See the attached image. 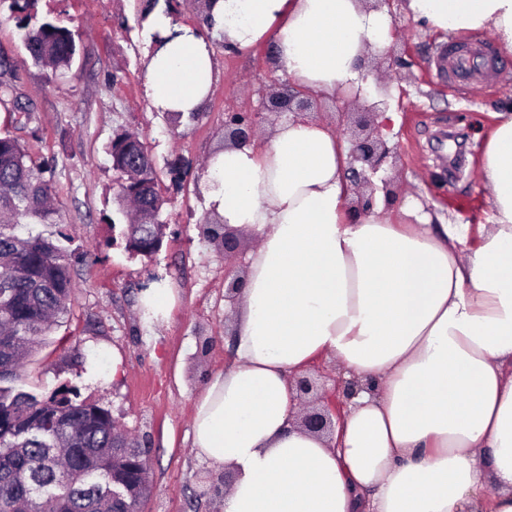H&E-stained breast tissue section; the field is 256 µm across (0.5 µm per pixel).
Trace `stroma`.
I'll use <instances>...</instances> for the list:
<instances>
[{
  "label": "stroma",
  "mask_w": 512,
  "mask_h": 512,
  "mask_svg": "<svg viewBox=\"0 0 512 512\" xmlns=\"http://www.w3.org/2000/svg\"><path fill=\"white\" fill-rule=\"evenodd\" d=\"M144 0H40L39 10L72 30L77 51L68 69L55 73L27 56L14 20L0 17V58L13 72L0 75L8 93L0 103V132H10L43 167L55 206L71 237L69 313L54 326L46 346L26 369L27 389L77 386L83 399L108 408L117 425L145 448L151 493L141 512H222L224 475L191 450L193 401L232 358L224 275L242 271L255 245L239 233L238 248L203 238L212 215L203 186L208 157L224 144L228 114H253L266 93L290 80L274 65L267 43L240 51L212 43L217 77L196 121L172 122L146 93L147 57L159 42L141 19ZM396 31L388 44L398 63L379 70L390 86L396 116L387 144L396 166L384 176L396 188L393 218L410 206L454 224L481 227L491 209L477 172L481 144L471 141L467 171L442 183L447 146L439 131L464 119L470 131L488 130L493 115L512 109V56L491 33L442 32L407 15L395 0ZM464 40L494 62L477 82L448 78V45ZM31 110L26 125L13 121L14 105ZM137 133L152 156L166 198L160 251L152 258L125 248V220L117 202L116 173L107 148L116 133ZM180 164V184L170 168ZM171 288L178 302L168 318H148L140 306L145 289Z\"/></svg>",
  "instance_id": "obj_1"
}]
</instances>
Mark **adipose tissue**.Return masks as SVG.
<instances>
[{
    "instance_id": "adipose-tissue-1",
    "label": "adipose tissue",
    "mask_w": 512,
    "mask_h": 512,
    "mask_svg": "<svg viewBox=\"0 0 512 512\" xmlns=\"http://www.w3.org/2000/svg\"><path fill=\"white\" fill-rule=\"evenodd\" d=\"M405 9L512 54V0ZM210 15L228 46L272 41L281 71L325 99L366 88L360 60L391 39L367 0H216ZM147 72L153 106L197 112L213 54L184 27ZM347 154L329 124L299 118L210 155L211 210L256 245L232 360L194 402L193 449L233 475L223 512H512V111L485 136L492 222L474 248L467 224L349 217ZM321 359L359 385L330 437L300 426L294 389Z\"/></svg>"
}]
</instances>
